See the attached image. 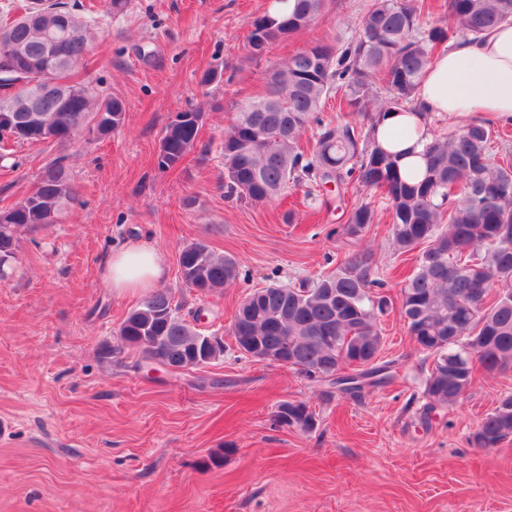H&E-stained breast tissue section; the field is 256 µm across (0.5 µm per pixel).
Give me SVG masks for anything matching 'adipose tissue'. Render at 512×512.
<instances>
[{"label": "adipose tissue", "mask_w": 512, "mask_h": 512, "mask_svg": "<svg viewBox=\"0 0 512 512\" xmlns=\"http://www.w3.org/2000/svg\"><path fill=\"white\" fill-rule=\"evenodd\" d=\"M417 97L421 116L399 109L388 113L378 129L385 146L402 152L405 167L420 162L432 139L429 115L512 120V24L450 43L422 73ZM165 275L164 254L145 239L121 246L106 263L107 282L118 293L153 290Z\"/></svg>", "instance_id": "obj_1"}]
</instances>
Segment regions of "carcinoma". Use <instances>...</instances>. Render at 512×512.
Returning <instances> with one entry per match:
<instances>
[{
    "instance_id": "1",
    "label": "carcinoma",
    "mask_w": 512,
    "mask_h": 512,
    "mask_svg": "<svg viewBox=\"0 0 512 512\" xmlns=\"http://www.w3.org/2000/svg\"><path fill=\"white\" fill-rule=\"evenodd\" d=\"M327 0H288L283 12L253 20L247 35L252 59L308 26L325 13ZM424 0H371L349 42L317 43L266 71L267 91L239 109L224 133V196L264 204L289 184L341 187L356 182L386 195L391 241L400 253L418 251L413 273L397 298L377 275L370 250L352 252L336 270L313 281L271 283L241 302L231 328L239 343L256 340L275 355L294 359L311 382L343 384L341 392L399 381L410 401H424L421 421L452 409L461 398L452 372L474 383L477 370L512 368V170L490 152V121L473 117L435 135L424 153V174L401 173L398 156L376 138L386 114L416 103L420 74L435 53L454 37L477 38L512 20V0H448V22L421 30ZM89 24L63 0H26L20 14L0 25V114L11 118L16 143L62 145L85 132L105 137L125 121L123 102L95 96L85 83L69 78L72 64L87 51ZM387 96L367 111L373 86ZM342 92L348 112L363 122H326L321 108ZM204 112L187 107L166 127L157 167L176 168L194 147ZM311 133L306 151L302 137ZM77 201L73 174L63 156L37 175L30 192L0 210V277L17 258L22 234L59 223ZM375 220L368 203L355 207L340 235L357 240ZM182 286L209 293L237 281V260L203 242L179 253ZM424 358L408 367L379 362L384 336L380 317L393 307ZM168 291L145 296L118 329L127 343L138 336L165 339L172 363L189 366L188 354L202 335L179 311ZM286 336L297 340L287 343ZM355 378L336 380L351 366ZM315 413L303 402L279 404L272 414L278 428H316ZM512 437V392L470 436L476 448H494Z\"/></svg>"
}]
</instances>
